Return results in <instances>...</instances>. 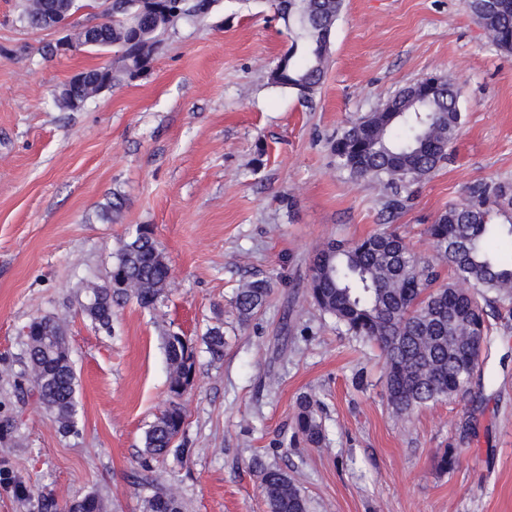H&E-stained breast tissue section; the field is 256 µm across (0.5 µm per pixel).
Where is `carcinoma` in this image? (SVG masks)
Returning a JSON list of instances; mask_svg holds the SVG:
<instances>
[{
    "label": "carcinoma",
    "instance_id": "obj_1",
    "mask_svg": "<svg viewBox=\"0 0 512 512\" xmlns=\"http://www.w3.org/2000/svg\"><path fill=\"white\" fill-rule=\"evenodd\" d=\"M216 0H160L155 18L138 15L140 0H112V19L100 23L113 51L112 84L133 76L131 67L151 62L163 35L187 17L209 14ZM342 0H275L279 18L297 27L291 49L269 72L270 84L296 91L309 101L325 77L329 38ZM79 0H23L21 20L42 28L49 10L71 14ZM469 9L500 50L512 51V0H469ZM459 88L446 76L430 92L411 84L379 109L349 123L332 143L337 166L357 180L376 182L386 195L383 211L393 219L411 199L412 187L428 179L448 159L463 125ZM427 234L433 260L417 256L401 234L385 227L353 242L328 239L309 264L307 297L347 334L378 346L385 363V387L392 409L407 415L419 406L469 390L479 353L490 330L489 318L512 315V181L471 186L460 202L448 204ZM507 239L509 250H491V239ZM451 276L440 282L441 271ZM171 268L154 232L138 225L112 256L105 280L85 286L81 314L110 329L114 308L133 299L153 308L165 292ZM272 292L267 279L250 281L235 292L234 306L248 321ZM27 336L28 392L38 393L63 433L76 430L77 377L69 359L62 321L33 318ZM214 361L224 358V330L209 328L202 337ZM170 368L169 406L145 432L139 465L182 452L185 433L181 404L188 376L196 372L195 344L177 332L164 339ZM319 404L309 396L298 402L296 435L320 447L326 440ZM261 491L269 512H307L306 499L287 472L260 465ZM64 512H103L94 493L79 496ZM144 512H183L178 496L155 487L144 498Z\"/></svg>",
    "mask_w": 512,
    "mask_h": 512
}]
</instances>
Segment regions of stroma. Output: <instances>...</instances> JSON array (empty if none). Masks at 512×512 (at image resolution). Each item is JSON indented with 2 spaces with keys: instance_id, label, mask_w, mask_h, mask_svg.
<instances>
[{
  "instance_id": "1",
  "label": "stroma",
  "mask_w": 512,
  "mask_h": 512,
  "mask_svg": "<svg viewBox=\"0 0 512 512\" xmlns=\"http://www.w3.org/2000/svg\"><path fill=\"white\" fill-rule=\"evenodd\" d=\"M0 0V512H36L96 493L105 512H144L139 454L168 404L163 337L196 338L195 384L180 456L155 464L184 512H268L254 458L284 469L308 512H512V317L494 320L468 393L400 416L377 347L308 300L309 260L330 238L380 229V185L337 168L348 121L441 71L461 90L464 124L449 161L395 220L434 254L427 224L478 182L512 178V54L489 44L467 0H343L324 82L312 100L269 84L294 33L270 0H217L177 22L148 72L81 109L54 105L79 70L110 56L69 53L61 34ZM120 197L118 221L102 217ZM153 228L171 281L153 308L128 302L111 331L80 312L137 225ZM270 279L264 308L240 322L236 288ZM65 318L78 426L60 433L37 396L19 397L26 325ZM224 329V359L200 338ZM319 401L323 447L291 444L297 401ZM461 451L450 471L444 449Z\"/></svg>"
}]
</instances>
